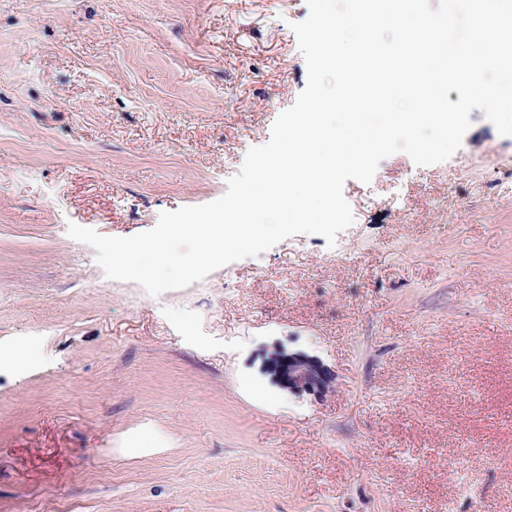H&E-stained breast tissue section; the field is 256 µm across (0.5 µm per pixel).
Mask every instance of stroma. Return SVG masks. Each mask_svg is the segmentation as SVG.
<instances>
[{"label": "stroma", "instance_id": "stroma-1", "mask_svg": "<svg viewBox=\"0 0 512 512\" xmlns=\"http://www.w3.org/2000/svg\"><path fill=\"white\" fill-rule=\"evenodd\" d=\"M307 15L0 0V512H512V193L485 191L483 111L447 178L397 153L346 181V265L298 234L133 308L67 232L223 196L306 85ZM280 349L326 396L273 382ZM271 363L278 383L290 393L321 396L329 387V371L320 361L306 354L277 350Z\"/></svg>", "mask_w": 512, "mask_h": 512}]
</instances>
